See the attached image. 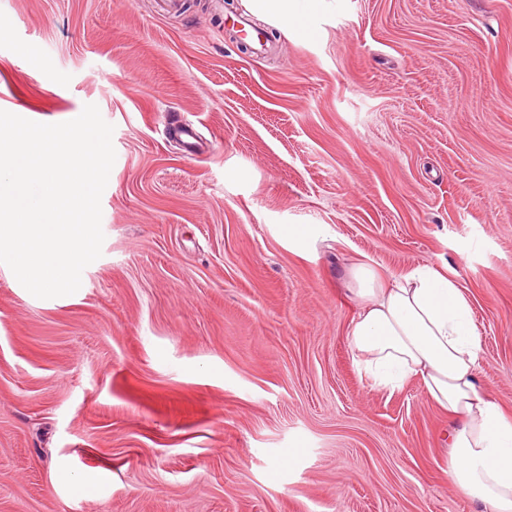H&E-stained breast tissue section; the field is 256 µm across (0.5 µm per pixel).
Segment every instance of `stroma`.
I'll return each instance as SVG.
<instances>
[{
  "label": "stroma",
  "mask_w": 512,
  "mask_h": 512,
  "mask_svg": "<svg viewBox=\"0 0 512 512\" xmlns=\"http://www.w3.org/2000/svg\"><path fill=\"white\" fill-rule=\"evenodd\" d=\"M248 8L0 0V110L97 105L116 152L77 292L0 265V512H479L447 412L353 366L341 275L455 281L512 418V0H301L263 55ZM58 480L62 483L69 484L72 489L79 490L82 493L88 492L93 489L98 481L97 476L94 474H81L74 475L70 469L62 465L59 467Z\"/></svg>",
  "instance_id": "stroma-1"
}]
</instances>
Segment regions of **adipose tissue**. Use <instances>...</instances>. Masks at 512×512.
Instances as JSON below:
<instances>
[{"instance_id":"ef3b65f1","label":"adipose tissue","mask_w":512,"mask_h":512,"mask_svg":"<svg viewBox=\"0 0 512 512\" xmlns=\"http://www.w3.org/2000/svg\"><path fill=\"white\" fill-rule=\"evenodd\" d=\"M345 278L358 307L347 331L353 364L391 391L419 381L454 421L453 484L481 512H512V420L480 384L481 344L462 290L426 265L385 279L360 264Z\"/></svg>"}]
</instances>
